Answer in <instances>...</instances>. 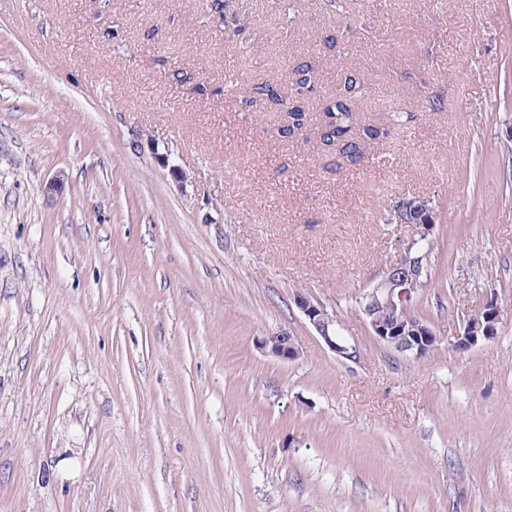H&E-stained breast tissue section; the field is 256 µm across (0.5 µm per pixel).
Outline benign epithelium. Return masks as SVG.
Segmentation results:
<instances>
[{
    "label": "benign epithelium",
    "mask_w": 512,
    "mask_h": 512,
    "mask_svg": "<svg viewBox=\"0 0 512 512\" xmlns=\"http://www.w3.org/2000/svg\"><path fill=\"white\" fill-rule=\"evenodd\" d=\"M415 228L421 237H412L401 245L384 272L363 294L361 310L379 340L400 354L421 356L436 347L438 338L429 326L412 320L408 315L407 302L427 287L429 251L422 247V242L427 240L433 225L420 223ZM297 304L309 324L336 355L345 359L356 356V350L337 336L335 314L302 294L297 295ZM497 320V299L491 296L465 321L455 348L466 350L493 338ZM259 346L261 350L284 360H292L299 355L292 336L286 332L263 337Z\"/></svg>",
    "instance_id": "1"
}]
</instances>
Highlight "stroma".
<instances>
[{"mask_svg":"<svg viewBox=\"0 0 512 512\" xmlns=\"http://www.w3.org/2000/svg\"><path fill=\"white\" fill-rule=\"evenodd\" d=\"M224 12L0 0V512H512V0H355L332 50L328 0ZM340 52L365 122L422 119L338 168L250 88L313 60L329 95ZM393 195L438 206L418 357L359 303L414 234ZM490 293L496 334L456 350ZM280 331L295 359L258 348ZM297 304L325 344L339 357L350 359L355 358L356 350L348 346L337 336L336 315L329 312L323 305L314 302L302 294L297 295Z\"/></svg>","mask_w":512,"mask_h":512,"instance_id":"35a3bbf8","label":"stroma"}]
</instances>
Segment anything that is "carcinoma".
Listing matches in <instances>:
<instances>
[{
  "label": "carcinoma",
  "mask_w": 512,
  "mask_h": 512,
  "mask_svg": "<svg viewBox=\"0 0 512 512\" xmlns=\"http://www.w3.org/2000/svg\"><path fill=\"white\" fill-rule=\"evenodd\" d=\"M341 82L336 91L321 102L322 120L317 126L320 144L352 164L365 157V148L391 130H405L416 123L418 116L402 109L386 112L384 125L364 124L360 113L361 99L367 93L366 83L357 68L343 61L339 65ZM319 72L311 64H302L282 81H264L252 88L253 101L280 107L285 113L278 133L282 138L299 139L310 121L307 103L315 94Z\"/></svg>",
  "instance_id": "1"
}]
</instances>
